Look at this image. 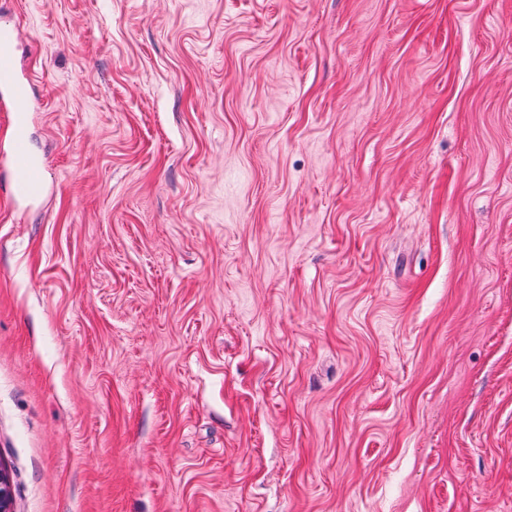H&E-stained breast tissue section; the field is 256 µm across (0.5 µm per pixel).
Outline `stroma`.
I'll return each instance as SVG.
<instances>
[{"instance_id": "1", "label": "stroma", "mask_w": 512, "mask_h": 512, "mask_svg": "<svg viewBox=\"0 0 512 512\" xmlns=\"http://www.w3.org/2000/svg\"><path fill=\"white\" fill-rule=\"evenodd\" d=\"M12 512H512V0H8ZM19 32L11 26H0V97L12 115L8 150L2 159L10 177V196L22 201L36 200L45 191V161L30 150L28 117L33 110L31 78L21 70L16 52Z\"/></svg>"}]
</instances>
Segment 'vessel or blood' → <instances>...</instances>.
Wrapping results in <instances>:
<instances>
[{
    "label": "vessel or blood",
    "mask_w": 512,
    "mask_h": 512,
    "mask_svg": "<svg viewBox=\"0 0 512 512\" xmlns=\"http://www.w3.org/2000/svg\"><path fill=\"white\" fill-rule=\"evenodd\" d=\"M19 32L11 26H0V105L12 115L9 147L0 161L10 177L11 197L36 200L45 191V162L30 150L28 117L33 110L31 80L26 77L16 52Z\"/></svg>",
    "instance_id": "1"
}]
</instances>
